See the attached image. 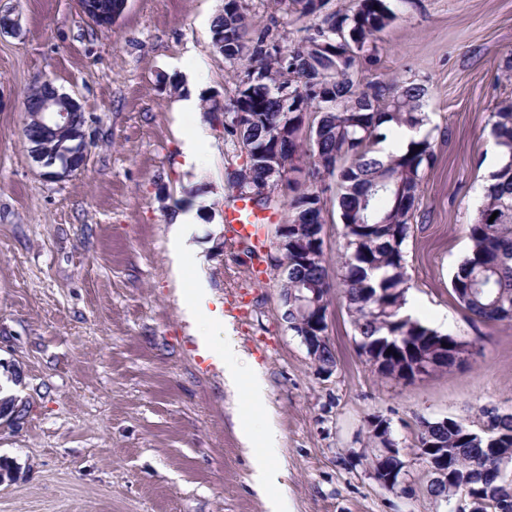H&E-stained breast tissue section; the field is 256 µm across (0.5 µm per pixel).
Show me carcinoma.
<instances>
[{
  "label": "carcinoma",
  "mask_w": 512,
  "mask_h": 512,
  "mask_svg": "<svg viewBox=\"0 0 512 512\" xmlns=\"http://www.w3.org/2000/svg\"><path fill=\"white\" fill-rule=\"evenodd\" d=\"M278 9L258 21L246 0H224V12L212 26L213 45H224V59L237 67L234 94L224 101V131L252 140L259 150L273 133L288 138L291 171L312 168L310 181H287L285 205L298 221L288 225V249L279 267L288 290L289 328L299 334L311 327L312 314L299 295L317 293L323 309L337 287L354 328L360 355L383 379L410 384L417 366L433 365V373H448L450 353L460 347L470 354L477 341L460 340L402 315L409 275L404 244L414 233L412 220L420 211L426 173L437 161L427 136L404 154L384 159L378 145L395 127L420 128L427 121L426 88L395 76L365 80L378 67L374 39L395 20L389 0H355L352 10H331L329 0H276ZM379 9H374V6ZM317 17L301 28L304 35L292 47L282 44L288 17ZM282 62L268 67L260 80L254 64L270 51ZM46 83L26 97L31 116L25 134L38 159H44L47 132L32 116L41 97L55 94ZM246 112V121L237 120ZM491 134L508 156L490 175L484 201L469 226L471 249L451 278L452 296L472 319L484 324L512 325V96L500 98L492 112ZM264 157L251 154L256 189L272 181ZM336 179V200L343 225L344 251L338 282H333L323 253L325 222L319 220L328 179ZM497 217H492V214ZM423 430L411 446L412 460L448 457V480L429 492L457 503L464 484L478 486L486 501L484 512H496L500 501L512 499V416L499 420L488 433L448 419L420 422ZM372 464L379 478L390 475L382 446L394 442L390 429L372 427Z\"/></svg>",
  "instance_id": "obj_1"
}]
</instances>
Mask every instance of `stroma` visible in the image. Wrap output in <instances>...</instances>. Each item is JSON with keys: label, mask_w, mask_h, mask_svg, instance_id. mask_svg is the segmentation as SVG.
Wrapping results in <instances>:
<instances>
[{"label": "stroma", "mask_w": 512, "mask_h": 512, "mask_svg": "<svg viewBox=\"0 0 512 512\" xmlns=\"http://www.w3.org/2000/svg\"><path fill=\"white\" fill-rule=\"evenodd\" d=\"M379 71L425 86L437 162L404 246L409 296L426 325L475 355L453 373L411 384L377 376L355 347L344 303L333 297L324 371L288 327L274 222L250 259L224 223L227 175L239 145L211 112L234 92V72L212 45L208 22L224 0H127L111 28L78 0H0L16 26L0 30V367L25 409L0 423V512H272L253 486L255 449L237 434L275 425L273 452L288 512H449L412 463L410 493L387 490L364 450L368 422H388L401 448L420 420L471 429L483 411L512 410V327L473 322L450 280L470 251L468 226L500 163L491 134L496 100L512 95L499 66L512 52V0H391ZM51 81L81 106L91 140L85 168L53 178L24 129L25 92ZM197 93L210 151L185 168L189 119L177 101ZM195 206L188 241L203 256L209 310L231 325L243 368L268 385L265 411L224 384L202 355L209 322H187L172 270L173 212Z\"/></svg>", "instance_id": "35a3bbf8"}]
</instances>
